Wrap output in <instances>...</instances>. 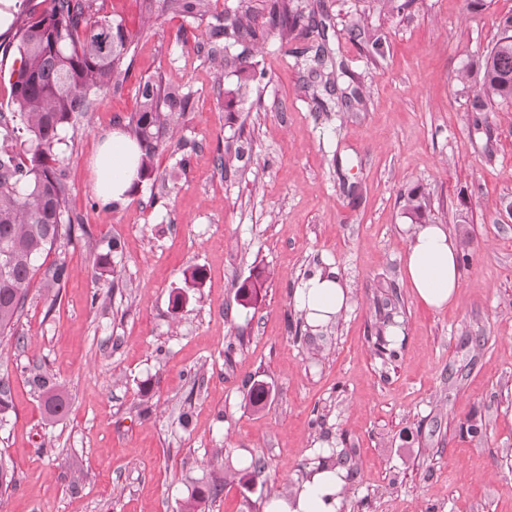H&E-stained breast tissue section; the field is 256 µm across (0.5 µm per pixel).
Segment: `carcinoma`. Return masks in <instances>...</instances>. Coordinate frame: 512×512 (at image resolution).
<instances>
[{
	"label": "carcinoma",
	"instance_id": "obj_1",
	"mask_svg": "<svg viewBox=\"0 0 512 512\" xmlns=\"http://www.w3.org/2000/svg\"><path fill=\"white\" fill-rule=\"evenodd\" d=\"M210 0H143V9L155 8L184 18L205 15ZM317 10L304 11L292 0H265L257 11L250 0H239L212 15L208 23L207 52L220 56L224 68L237 77L230 95L244 97L260 83L264 71L234 46H255L276 34L286 46L292 34L311 25L326 29L316 19ZM502 34L479 60L478 92L470 104L473 124L482 126L480 113L492 104L512 102V16L501 21ZM21 65L11 85L10 118L0 113V333L18 322L25 292L36 273L44 270L45 288H61L68 271L63 263L43 268L51 250L62 240L72 241L76 233L88 234L82 224H74L66 208L67 186L63 179V158L56 152L60 131L90 111L109 89H117L126 78L132 36L122 23L93 16V0H50L41 14L27 16L14 34ZM324 45L316 48L310 74L335 91L333 72L327 70ZM139 106L127 124L129 136L141 150L140 176H152V161L167 125L184 116L188 96L174 87L146 80L138 87ZM245 157L242 145L224 143V167L234 168ZM406 214L413 224L424 223L426 194L421 187L408 192ZM263 287L261 274L244 281L237 289L239 304L248 307ZM29 385L44 400L48 416L56 417L66 408L61 386L46 372L35 371ZM267 398L264 385L249 388L246 404L255 410ZM12 411L10 385L0 379V427ZM16 485L15 473L0 458V493ZM215 485L198 491L183 505V512H204L206 498L218 497Z\"/></svg>",
	"mask_w": 512,
	"mask_h": 512
}]
</instances>
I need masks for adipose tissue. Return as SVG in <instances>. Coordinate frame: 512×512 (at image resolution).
<instances>
[{
  "label": "adipose tissue",
  "mask_w": 512,
  "mask_h": 512,
  "mask_svg": "<svg viewBox=\"0 0 512 512\" xmlns=\"http://www.w3.org/2000/svg\"><path fill=\"white\" fill-rule=\"evenodd\" d=\"M140 149L128 135L115 131L93 160V187L103 204L119 200L138 177ZM458 245L438 224H421L413 231L404 256L407 280L415 296L440 308L451 303L460 286ZM299 310L311 326L336 320L348 307V290L336 273L317 271L295 291ZM344 480L337 469L315 467L288 497L268 500L263 512H343Z\"/></svg>",
  "instance_id": "ef3b65f1"
}]
</instances>
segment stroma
<instances>
[{"mask_svg":"<svg viewBox=\"0 0 512 512\" xmlns=\"http://www.w3.org/2000/svg\"><path fill=\"white\" fill-rule=\"evenodd\" d=\"M324 4L325 33L291 44H327L344 62L339 85L363 100L350 110L274 37L253 54L264 79L227 110L235 78L208 57L206 21L94 0L132 34L133 63L62 132L68 212L89 230L46 259L66 264L67 282L54 298L34 277L19 322L0 335L13 406L0 457L17 480L0 512H181L215 482L223 491L205 512H263L318 465L343 471L344 512H512V103L489 108L480 130L465 104L479 88L470 66L512 0ZM44 7L23 0L0 29V112L20 66L10 42ZM356 26L381 37L380 53ZM148 79L187 93L186 114L152 177L101 204L92 161ZM230 137L249 142L247 169L224 170ZM416 186L429 195L426 223L470 253L456 300L439 310L403 280L414 230L403 195ZM111 239L114 274L101 277ZM196 267L206 278L186 288ZM332 268L347 310L291 331L297 285ZM256 273L264 286L242 308L236 291ZM394 326L402 335L379 354L378 329ZM36 365L66 393L59 417L27 381ZM257 382L269 391L258 411L244 401ZM471 419L484 437L466 433Z\"/></svg>","mask_w":512,"mask_h":512,"instance_id":"stroma-1","label":"stroma"}]
</instances>
